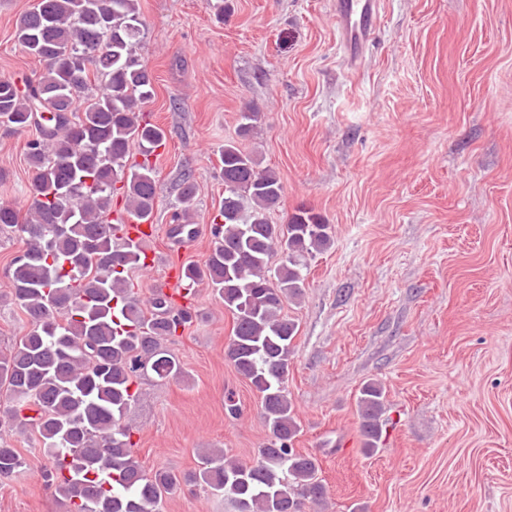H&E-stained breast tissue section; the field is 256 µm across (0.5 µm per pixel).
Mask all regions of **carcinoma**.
Listing matches in <instances>:
<instances>
[{"instance_id":"obj_1","label":"carcinoma","mask_w":512,"mask_h":512,"mask_svg":"<svg viewBox=\"0 0 512 512\" xmlns=\"http://www.w3.org/2000/svg\"><path fill=\"white\" fill-rule=\"evenodd\" d=\"M16 37L45 71L21 85L0 79V124L38 129L27 143L28 216L22 221L15 207L0 204V232L24 236L8 279L29 323L0 354L9 400L0 424L38 436L51 462L46 481L67 512H163L165 500L187 487L227 497L237 512L321 504L327 488L317 460L293 448L299 425L287 380L297 325L281 311L302 294L305 259L328 247L331 225L304 206L286 227L271 223L268 213L282 196L277 173L233 141L220 148L224 200L211 221L213 247L204 265L182 266L183 287L211 288L232 313L225 356L259 393L269 437L251 463L208 448L188 473L147 472L127 422L136 386L150 374L180 376L166 343L192 320L162 297L143 308L129 280L143 267L142 244L118 239L110 219L119 194L132 218L153 217V158L166 143L163 130L141 118L155 90L137 56L144 37L138 3L36 0L18 19ZM257 120L246 107L239 136H250ZM196 193L191 174H183L175 219L190 218ZM356 405L362 450L371 455L382 436L381 384L365 382ZM24 465L17 449L0 443V478Z\"/></svg>"}]
</instances>
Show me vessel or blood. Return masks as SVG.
<instances>
[{
    "mask_svg": "<svg viewBox=\"0 0 512 512\" xmlns=\"http://www.w3.org/2000/svg\"><path fill=\"white\" fill-rule=\"evenodd\" d=\"M333 13L340 31V43L347 63L357 67L363 60L370 39L376 29L379 15V0H333ZM120 237L149 240L155 232L150 224H136L121 213L112 217ZM182 273L177 269L167 270L157 286L162 295L173 298L180 306L188 307L192 298L186 297L180 286Z\"/></svg>",
    "mask_w": 512,
    "mask_h": 512,
    "instance_id": "1",
    "label": "vessel or blood"
}]
</instances>
